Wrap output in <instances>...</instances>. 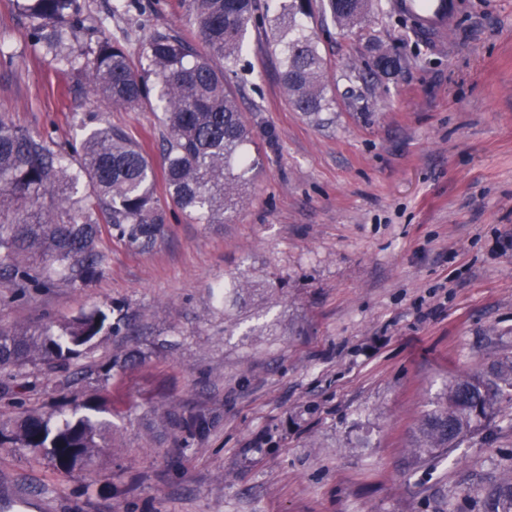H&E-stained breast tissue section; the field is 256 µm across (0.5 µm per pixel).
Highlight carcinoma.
Instances as JSON below:
<instances>
[{"label":"carcinoma","mask_w":512,"mask_h":512,"mask_svg":"<svg viewBox=\"0 0 512 512\" xmlns=\"http://www.w3.org/2000/svg\"><path fill=\"white\" fill-rule=\"evenodd\" d=\"M29 22L34 45L62 69L83 75L86 91L110 104L137 109L154 103L167 131L160 161L118 127H95L75 143L57 142L0 120V280L17 297L63 280L73 287L101 271L102 228L140 251L162 236L167 210L156 193L161 166L166 200L204 224H224L244 202L250 174L268 159L277 133L241 112L225 72L234 71L246 34L261 24L259 0H181L206 51L173 28H158L142 44L147 61L133 70L126 50L107 37L79 54L66 34L82 24L80 0H15ZM377 0H327L324 12L343 32L363 29ZM310 0H278L268 24L281 81L297 111L320 118L331 109L322 79L319 38L311 30ZM401 67L399 57L378 48L364 63L377 84ZM247 283L236 278L216 289L218 300L237 301ZM136 335L129 321L110 320L94 309L65 322L60 332L38 323L0 328V374L15 378L36 362L67 370L71 360L103 335ZM512 392V360L485 375L458 374L423 416L411 453L419 459L458 447L496 414L503 393ZM101 404L75 402L56 426L31 413L0 421V445L45 452L64 470L87 465L109 447L112 423L86 414ZM164 421L189 440L206 420L166 412ZM486 512H512V472L489 490Z\"/></svg>","instance_id":"obj_1"}]
</instances>
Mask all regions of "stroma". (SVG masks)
Returning <instances> with one entry per match:
<instances>
[{"label":"stroma","instance_id":"obj_1","mask_svg":"<svg viewBox=\"0 0 512 512\" xmlns=\"http://www.w3.org/2000/svg\"><path fill=\"white\" fill-rule=\"evenodd\" d=\"M453 2L447 35L417 36L387 7L343 34L311 0L335 98L318 122L290 104L269 28L251 29L230 83L279 140L231 222L172 213L145 252L102 233L104 268L80 288L16 301L0 281V327L105 307L142 332L102 337L69 389L42 365L13 383L6 419L107 395L112 445L70 471L0 447V512H483L512 470V400L458 448L409 452L450 376L512 359V0ZM81 3L78 51L104 31L136 64L155 28L193 32L179 0ZM378 46L402 68L350 105L349 68ZM0 53V117L59 142L112 125L159 155L158 113L76 93L14 0ZM230 277L258 291L227 310L212 292ZM169 409L207 431L156 434Z\"/></svg>","mask_w":512,"mask_h":512}]
</instances>
